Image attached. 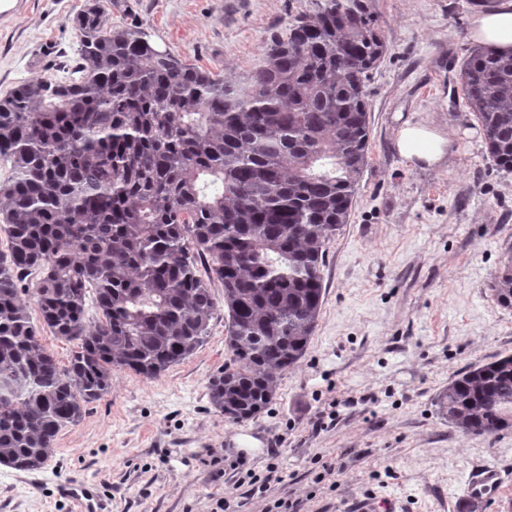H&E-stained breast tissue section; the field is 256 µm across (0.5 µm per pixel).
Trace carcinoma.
I'll return each mask as SVG.
<instances>
[{"mask_svg":"<svg viewBox=\"0 0 512 512\" xmlns=\"http://www.w3.org/2000/svg\"><path fill=\"white\" fill-rule=\"evenodd\" d=\"M110 6L74 18L63 77L0 98V464L18 470L48 462L112 369L154 379L201 347L215 281L232 358L209 398L231 422L259 415L309 347L326 244L367 162L366 82L386 51L368 0H317L230 81L159 53L142 23L112 27ZM460 81L512 171V54L471 50ZM26 290L77 343L68 364L41 343ZM491 291L512 307V259ZM436 406L474 435L512 427V354L456 374Z\"/></svg>","mask_w":512,"mask_h":512,"instance_id":"obj_1","label":"carcinoma"}]
</instances>
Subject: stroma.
Listing matches in <instances>:
<instances>
[{
	"instance_id": "1",
	"label": "stroma",
	"mask_w": 512,
	"mask_h": 512,
	"mask_svg": "<svg viewBox=\"0 0 512 512\" xmlns=\"http://www.w3.org/2000/svg\"><path fill=\"white\" fill-rule=\"evenodd\" d=\"M88 0H8L0 10V97L58 76ZM387 51L367 83V165L347 224L326 246L323 304L308 351L282 373L272 402L234 423L208 382L228 363V314L188 359L156 379L113 370L110 392L62 430L38 471L0 465V512H80L60 494L95 485L107 512H512L469 499L473 468L512 480V427L468 435L435 403L450 379L512 353V308L489 284L512 257V172L489 158L459 83L472 50V0H369ZM314 0H112L113 26L144 24L186 63L234 79L269 37ZM431 123L450 144L442 165L403 157L396 132ZM280 451L270 459L269 449ZM245 465L231 469V461ZM264 482L253 494L247 474Z\"/></svg>"
}]
</instances>
